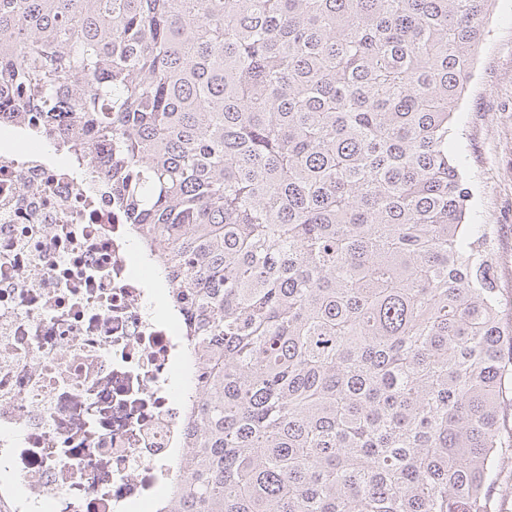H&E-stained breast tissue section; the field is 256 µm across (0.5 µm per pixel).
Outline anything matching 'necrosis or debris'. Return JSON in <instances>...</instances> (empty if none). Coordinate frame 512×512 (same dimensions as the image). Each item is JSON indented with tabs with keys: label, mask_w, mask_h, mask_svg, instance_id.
Listing matches in <instances>:
<instances>
[{
	"label": "necrosis or debris",
	"mask_w": 512,
	"mask_h": 512,
	"mask_svg": "<svg viewBox=\"0 0 512 512\" xmlns=\"http://www.w3.org/2000/svg\"><path fill=\"white\" fill-rule=\"evenodd\" d=\"M0 139V501L10 512H155L194 393L171 288L99 170Z\"/></svg>",
	"instance_id": "necrosis-or-debris-1"
}]
</instances>
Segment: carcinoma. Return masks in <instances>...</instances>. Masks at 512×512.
I'll list each match as a JSON object with an SVG mask.
<instances>
[{
    "label": "carcinoma",
    "instance_id": "1",
    "mask_svg": "<svg viewBox=\"0 0 512 512\" xmlns=\"http://www.w3.org/2000/svg\"><path fill=\"white\" fill-rule=\"evenodd\" d=\"M492 0H0V120L91 140L186 314L160 512H496L512 325L448 135Z\"/></svg>",
    "mask_w": 512,
    "mask_h": 512
}]
</instances>
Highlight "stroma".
Instances as JSON below:
<instances>
[{
    "mask_svg": "<svg viewBox=\"0 0 512 512\" xmlns=\"http://www.w3.org/2000/svg\"><path fill=\"white\" fill-rule=\"evenodd\" d=\"M448 148L471 190L470 221L495 227L501 315L512 323V0H495Z\"/></svg>",
    "mask_w": 512,
    "mask_h": 512,
    "instance_id": "35a3bbf8",
    "label": "stroma"
}]
</instances>
